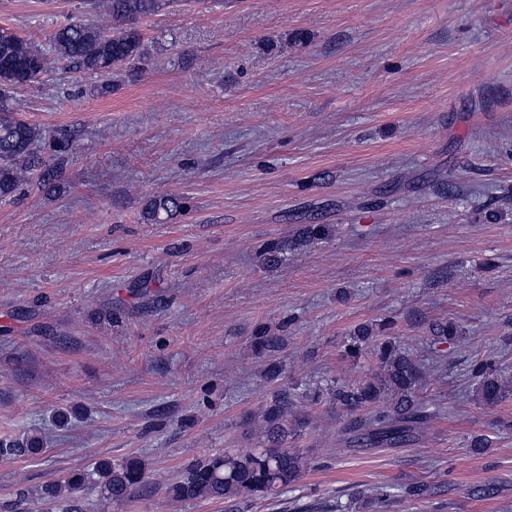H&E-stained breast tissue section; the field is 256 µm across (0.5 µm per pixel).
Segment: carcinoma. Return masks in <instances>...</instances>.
Segmentation results:
<instances>
[{
	"mask_svg": "<svg viewBox=\"0 0 512 512\" xmlns=\"http://www.w3.org/2000/svg\"><path fill=\"white\" fill-rule=\"evenodd\" d=\"M92 18L59 27L50 43L56 57L75 68L99 77L123 68L143 64L147 48L138 21L158 13L178 0H84ZM48 66V56L33 40L5 28L0 29V200L15 196L24 183L37 177L39 185L57 189L66 177L68 156L77 143L76 131L58 129L45 133L16 116L22 103L14 98L17 89L37 82ZM187 209L177 195L149 200L142 209L144 220L161 223ZM395 327L392 321L377 326L361 324L347 337L344 356L357 361L369 356L375 360L370 376L338 382L328 388L329 400L353 417L344 427L347 444L359 448H402L417 438L430 419L426 405L417 398L428 379L427 366L414 352L401 347L381 331ZM458 333L451 322L437 323L426 340L429 349L453 343ZM284 345V337L264 332L252 337L255 351L272 354ZM476 396L485 405L495 406L512 385L496 359L484 358L471 369ZM388 404L380 407L383 397ZM294 412V399L288 390L277 393L267 409L260 434L263 447L250 453H214L185 470L172 487L175 498L183 501L216 499L245 503L266 498L293 484L301 477L305 462L302 454L286 446L288 415ZM43 450L40 436L22 440L1 438L0 460L36 454ZM150 484L137 461L113 462L101 459L93 470L78 472L42 489L45 501L70 502L68 512H79L77 504L90 488L114 502H123ZM366 508L393 498L387 486L355 493Z\"/></svg>",
	"mask_w": 512,
	"mask_h": 512,
	"instance_id": "cac0c4a2",
	"label": "carcinoma"
}]
</instances>
